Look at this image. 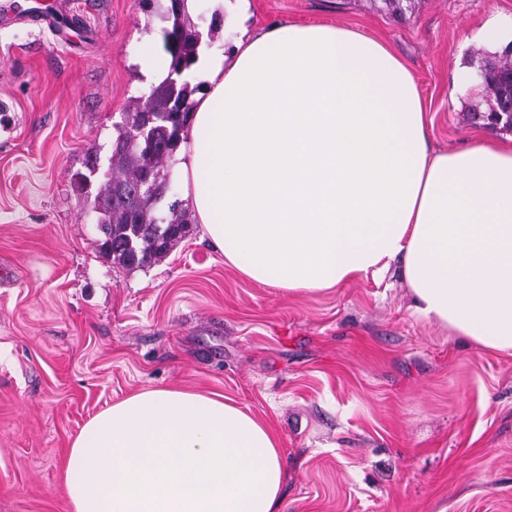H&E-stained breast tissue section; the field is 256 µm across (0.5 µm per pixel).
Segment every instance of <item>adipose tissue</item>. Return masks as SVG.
<instances>
[{
	"instance_id": "adipose-tissue-1",
	"label": "adipose tissue",
	"mask_w": 512,
	"mask_h": 512,
	"mask_svg": "<svg viewBox=\"0 0 512 512\" xmlns=\"http://www.w3.org/2000/svg\"><path fill=\"white\" fill-rule=\"evenodd\" d=\"M195 69L179 170L225 263L292 292L396 263L417 316L512 353V142L432 152L409 67L339 26L275 24ZM283 485L267 426L179 388L90 419L64 478L71 512H280Z\"/></svg>"
}]
</instances>
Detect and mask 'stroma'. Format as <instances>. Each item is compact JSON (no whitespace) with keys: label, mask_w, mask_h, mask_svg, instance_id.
<instances>
[{"label":"stroma","mask_w":512,"mask_h":512,"mask_svg":"<svg viewBox=\"0 0 512 512\" xmlns=\"http://www.w3.org/2000/svg\"><path fill=\"white\" fill-rule=\"evenodd\" d=\"M169 0H70L55 32L0 26V512H69L65 461L93 416L142 390L186 388L265 423L286 470L281 512H512V355L417 317L397 272L293 294L255 283L192 224L161 261L128 270L99 248L94 194L129 107L134 60L165 52ZM250 27L332 24L410 67L438 151L508 132L472 122L485 90L453 84L512 0H251ZM218 33H210L213 17ZM204 47L228 52L229 12L195 0ZM59 30V31H60Z\"/></svg>","instance_id":"35a3bbf8"}]
</instances>
